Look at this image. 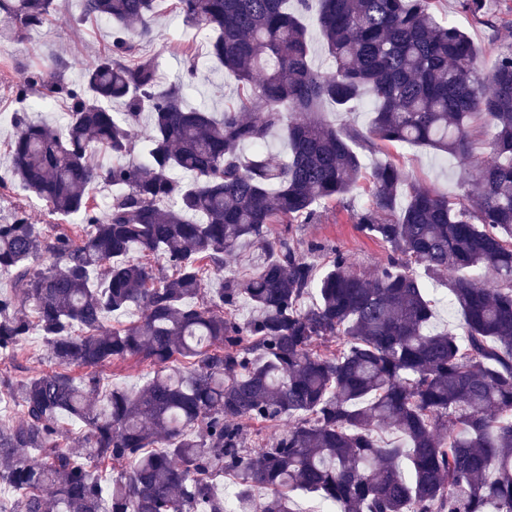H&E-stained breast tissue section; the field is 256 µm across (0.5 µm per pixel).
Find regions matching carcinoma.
I'll use <instances>...</instances> for the list:
<instances>
[{"instance_id":"1","label":"carcinoma","mask_w":512,"mask_h":512,"mask_svg":"<svg viewBox=\"0 0 512 512\" xmlns=\"http://www.w3.org/2000/svg\"><path fill=\"white\" fill-rule=\"evenodd\" d=\"M79 2L81 19L112 23L108 52L78 82L58 59L12 86L19 101L66 103L67 122L17 115L0 187L17 182L74 222L37 224L23 205L0 220V354L36 332L53 363L0 373V399L22 412L0 427V486L16 494L0 512H227L226 474L233 512H292L298 491L337 512H512V51L484 75L433 0H173L207 31L204 58L242 85L216 115L185 101L199 57L166 83L142 52L157 0ZM52 4L0 0V43L43 26ZM312 10L328 72L311 62ZM367 93L364 131L318 117ZM477 117L488 159L473 169ZM279 131L288 155L272 165L262 150ZM139 137L145 158L130 163ZM386 143L458 158L465 192L450 200L392 163L364 171L358 150ZM97 150L112 164L90 163ZM362 179L372 204L354 223L386 261L367 276L336 249L317 279L270 225L310 224ZM99 183L120 188L104 207L89 194ZM247 244L252 273L207 288ZM416 265L448 279L459 333L431 329ZM131 361L147 381L98 399L99 370ZM65 416L84 427L66 443ZM284 422L274 443L248 446L252 425Z\"/></svg>"}]
</instances>
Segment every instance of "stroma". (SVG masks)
I'll use <instances>...</instances> for the list:
<instances>
[{"instance_id":"1","label":"stroma","mask_w":512,"mask_h":512,"mask_svg":"<svg viewBox=\"0 0 512 512\" xmlns=\"http://www.w3.org/2000/svg\"><path fill=\"white\" fill-rule=\"evenodd\" d=\"M484 14L472 16L462 12L459 0H435L434 8L443 18L456 23L470 36L480 54L484 74H492L499 58L512 50V0H484ZM158 38L146 44V53L154 55L163 79L180 74L185 66L184 47L198 46L205 39L204 31L186 25L182 18L170 11H161L157 18ZM111 25L105 20H81L78 0H54V9L48 23L38 34L28 35L23 43L0 52V162L4 161L14 131L12 115L25 112L32 121L58 124L65 105L48 109L37 103H18L12 94V85L22 68L47 66L55 58L71 63L69 75L79 79L82 67L106 52L110 45ZM239 84L228 72L203 68L198 80L187 92L192 106H203L212 112H221L225 104L236 101ZM386 162L396 163L409 179L430 186L455 198L461 194L459 161L424 146L399 144L364 152L365 167ZM371 203L368 191L359 189L344 199L322 205L318 218L312 224H276L273 233H286L298 242L300 248L310 244L322 245L315 255L318 265H325L329 249L337 248L347 254L358 271L373 273L386 259V249L377 239L358 230L353 215Z\"/></svg>"}]
</instances>
